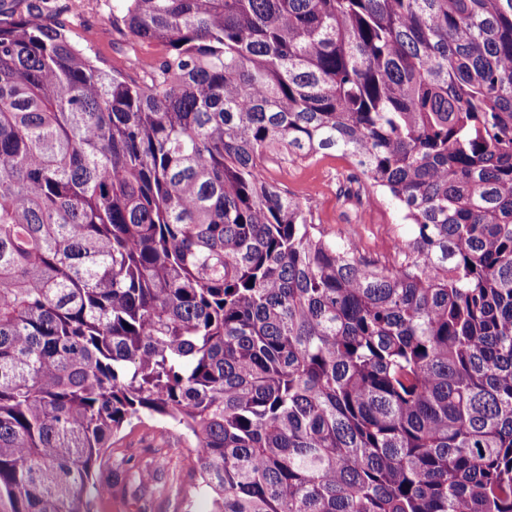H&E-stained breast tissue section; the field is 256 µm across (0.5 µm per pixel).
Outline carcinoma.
<instances>
[{
  "mask_svg": "<svg viewBox=\"0 0 512 512\" xmlns=\"http://www.w3.org/2000/svg\"><path fill=\"white\" fill-rule=\"evenodd\" d=\"M122 2L137 80L0 19V512H97L144 414L202 512H512V0ZM329 151L391 259L263 169ZM382 211L377 212V221L380 224H391L392 228L400 234H407L409 231L408 224L402 220L401 215L396 211L394 205L384 198V201L376 204Z\"/></svg>",
  "mask_w": 512,
  "mask_h": 512,
  "instance_id": "cac0c4a2",
  "label": "carcinoma"
}]
</instances>
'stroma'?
Segmentation results:
<instances>
[{
    "label": "stroma",
    "instance_id": "obj_1",
    "mask_svg": "<svg viewBox=\"0 0 512 512\" xmlns=\"http://www.w3.org/2000/svg\"><path fill=\"white\" fill-rule=\"evenodd\" d=\"M46 22L64 21L74 43L91 55H99L107 64L127 75H136L132 40L121 32H113L110 39L100 37L102 28L119 18L116 0H88L80 12H72L69 0H42ZM350 169L341 156H321L310 162L291 163L289 171L272 169L270 177L290 196L311 205L316 223L337 241L356 239L369 256L380 249L374 241L373 226L359 224L347 201L336 191H328L327 181L342 185ZM125 459L131 463L153 461L166 472L172 485L168 493L135 498L122 484H115L112 497L100 512H189L195 496V454L191 452L180 430L163 419L143 416L140 422L126 427L116 436L100 469L101 478L111 476L115 461Z\"/></svg>",
    "mask_w": 512,
    "mask_h": 512
}]
</instances>
